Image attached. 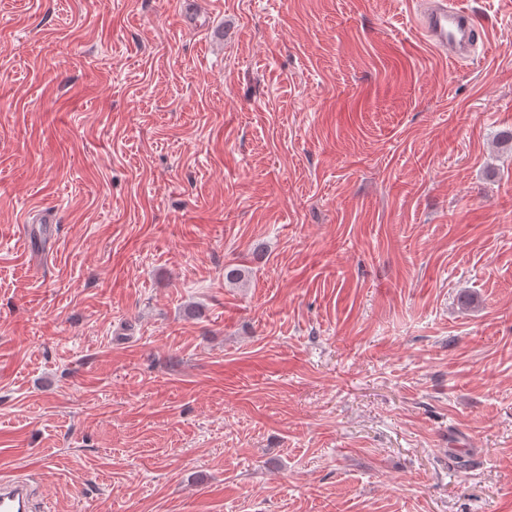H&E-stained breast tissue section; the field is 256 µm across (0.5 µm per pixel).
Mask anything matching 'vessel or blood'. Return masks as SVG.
Segmentation results:
<instances>
[{
  "mask_svg": "<svg viewBox=\"0 0 512 512\" xmlns=\"http://www.w3.org/2000/svg\"><path fill=\"white\" fill-rule=\"evenodd\" d=\"M417 26L422 38L435 51L454 62L470 57L479 36L474 16L459 0H427L417 18ZM0 512H39L33 483L1 476Z\"/></svg>",
  "mask_w": 512,
  "mask_h": 512,
  "instance_id": "1",
  "label": "vessel or blood"
}]
</instances>
